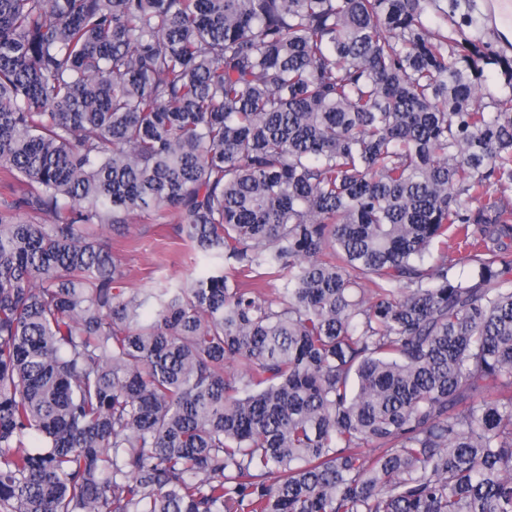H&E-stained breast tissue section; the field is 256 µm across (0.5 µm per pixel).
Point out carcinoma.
<instances>
[{"instance_id": "obj_1", "label": "carcinoma", "mask_w": 512, "mask_h": 512, "mask_svg": "<svg viewBox=\"0 0 512 512\" xmlns=\"http://www.w3.org/2000/svg\"><path fill=\"white\" fill-rule=\"evenodd\" d=\"M460 7L0 0V512H512V59ZM134 217L213 266L127 287Z\"/></svg>"}]
</instances>
